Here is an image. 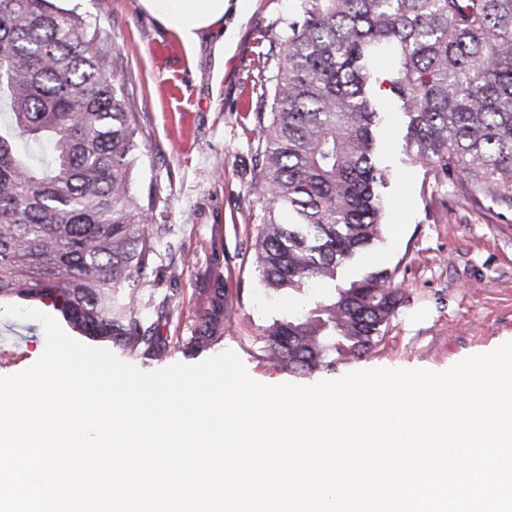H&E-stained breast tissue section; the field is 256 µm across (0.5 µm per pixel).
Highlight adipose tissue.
Instances as JSON below:
<instances>
[{
	"label": "adipose tissue",
	"mask_w": 512,
	"mask_h": 512,
	"mask_svg": "<svg viewBox=\"0 0 512 512\" xmlns=\"http://www.w3.org/2000/svg\"><path fill=\"white\" fill-rule=\"evenodd\" d=\"M142 10L171 31L186 52H193L203 35L223 26L228 6L246 15L249 0H138Z\"/></svg>",
	"instance_id": "adipose-tissue-1"
}]
</instances>
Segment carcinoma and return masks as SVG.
I'll use <instances>...</instances> for the list:
<instances>
[{
    "label": "carcinoma",
    "mask_w": 512,
    "mask_h": 512,
    "mask_svg": "<svg viewBox=\"0 0 512 512\" xmlns=\"http://www.w3.org/2000/svg\"><path fill=\"white\" fill-rule=\"evenodd\" d=\"M252 119L260 204L254 262L268 292L338 280L381 236L383 106L374 57L391 53L405 151L437 181L512 207V0H299ZM112 34L55 0H0V301L51 300L73 331L130 357L166 351L171 296L142 301L165 226L133 189L138 113ZM403 300L380 268L264 329L291 372L359 358ZM224 284L195 313L188 347L224 339Z\"/></svg>",
    "instance_id": "obj_1"
}]
</instances>
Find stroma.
Instances as JSON below:
<instances>
[{
    "mask_svg": "<svg viewBox=\"0 0 512 512\" xmlns=\"http://www.w3.org/2000/svg\"><path fill=\"white\" fill-rule=\"evenodd\" d=\"M299 0H251L246 17L224 14V62L213 39L193 55L138 0H65V8L109 29L124 58L127 88L140 114L142 153L135 185L155 196L154 221L166 225L154 262L156 282L138 284L144 299L173 295L166 355L136 359L154 370L195 364L233 350L257 382L311 384L376 368L442 372L458 361L512 340V209L466 197V180L435 181L402 149L405 123L393 115L382 152L389 167L383 190L382 243L354 269L395 270L404 299L384 339L361 358L297 375L272 362L263 331L273 319L306 309L320 287L285 297L268 295L252 260L259 226L254 188L257 137L248 120L270 74L265 61ZM223 278L231 312L224 339L198 352L187 349L192 313ZM45 347L34 320L0 317V377L31 366Z\"/></svg>",
    "mask_w": 512,
    "mask_h": 512,
    "instance_id": "obj_1",
    "label": "stroma"
}]
</instances>
